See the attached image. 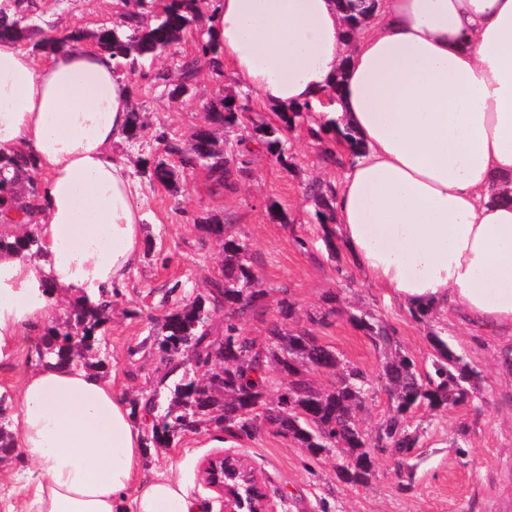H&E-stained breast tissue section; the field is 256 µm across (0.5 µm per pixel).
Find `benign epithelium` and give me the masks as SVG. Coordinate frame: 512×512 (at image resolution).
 <instances>
[{
    "instance_id": "benign-epithelium-1",
    "label": "benign epithelium",
    "mask_w": 512,
    "mask_h": 512,
    "mask_svg": "<svg viewBox=\"0 0 512 512\" xmlns=\"http://www.w3.org/2000/svg\"><path fill=\"white\" fill-rule=\"evenodd\" d=\"M235 456L218 454L203 466L204 484L224 499V512H271L257 475L249 476L234 464Z\"/></svg>"
}]
</instances>
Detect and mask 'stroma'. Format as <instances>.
I'll return each instance as SVG.
<instances>
[{
  "mask_svg": "<svg viewBox=\"0 0 512 512\" xmlns=\"http://www.w3.org/2000/svg\"><path fill=\"white\" fill-rule=\"evenodd\" d=\"M126 6L123 0H47L30 8L39 28L94 30L115 22ZM197 33L187 32L169 52L146 62L137 71L120 68L131 84L134 101L144 112L139 136L114 147L132 173L158 152L159 134L186 142L199 124L206 104L232 98L248 101L255 122L273 124L279 108L249 98L247 85L231 72L217 76L199 69L190 94L175 101L162 93L154 76L173 71L182 57L196 54ZM312 118L288 132L289 167H282L257 145L236 147L237 171L231 187L213 183L207 170L184 169L176 188L168 189L142 178L140 202L144 250L102 328L104 376L124 398L156 387L165 367L156 348H141L154 318L187 296L205 292L220 268V247L198 228L204 212L218 215L226 232L248 244L252 266L267 292L264 315L243 318L245 336L264 340L278 316V302H295L300 326L311 327L319 341L346 360L377 376L382 350L358 329L351 316L358 310L380 315L391 327L394 343L424 365L432 351L430 334L444 330L449 345L481 373L473 401L443 412L422 408L413 422L423 434L420 463L412 481L399 480L391 455L378 454L368 485L352 488L336 478V460H308L303 449L268 427L250 439H237L216 428H202L179 437L172 447L147 449L141 476L148 479L172 469L190 499L203 512H221L214 492L200 480L202 461L216 453L243 458L262 479L274 512H512V340L506 341L468 328L459 314H434L416 321L407 306L388 297L369 276L355 268L347 251L329 258L322 242L317 207L306 188L312 181L337 184L344 168L325 161L331 135L316 139ZM323 316L310 324L309 316ZM41 335L21 337L10 362L0 363V387H16L22 374L36 365ZM138 355H130L131 347ZM137 370L129 379L128 370ZM467 427L468 448L459 452L452 440Z\"/></svg>",
  "mask_w": 512,
  "mask_h": 512,
  "instance_id": "obj_1",
  "label": "stroma"
}]
</instances>
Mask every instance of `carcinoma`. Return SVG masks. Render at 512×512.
Returning a JSON list of instances; mask_svg holds the SVG:
<instances>
[{"label": "carcinoma", "instance_id": "cac0c4a2", "mask_svg": "<svg viewBox=\"0 0 512 512\" xmlns=\"http://www.w3.org/2000/svg\"><path fill=\"white\" fill-rule=\"evenodd\" d=\"M205 0H164L161 10L151 0L141 10L121 21L96 30L74 29L69 39L90 42L115 64L137 68L142 60L154 59L177 44L184 33L197 25ZM348 33L365 25L377 0H336ZM28 16L17 21L0 19V38H12L34 53L50 54L56 45L47 40L33 41ZM197 56L178 64L173 80L157 74V84L169 98L178 100L190 92L200 59H215L220 48L211 38L199 35ZM313 110L305 103L278 115L279 123L256 124L247 116L246 103L221 101L204 112L188 147L159 136L163 154L143 161L142 173L154 184L176 185L177 171L172 157L184 167L203 166L213 182L224 187L233 176V150L217 136L219 127L237 128L236 144L253 141L288 167L287 132ZM334 140L348 145L350 158L363 151V145L349 129L332 127ZM27 167L37 174L29 157L0 154V198L28 212L39 197L37 179H31L23 197L11 171ZM308 191L318 206L324 231L323 240L330 256L337 255L334 221L335 189L314 181ZM202 229L221 245V276L209 281L206 294H198L181 308L155 318L157 332L146 336L142 345L158 349L166 371L160 385L142 391L130 400L132 417L140 418L148 448H168L185 432L216 427L236 438L250 439L265 425L303 449L311 459L336 456V477L348 486H364L374 475L375 453L395 458L398 477H412L409 461L418 457L421 432L412 426L415 410H446L473 398L481 372L456 354L442 335L431 334L434 354L428 369L421 372L414 359L400 350H391L387 326L376 315L363 312L352 316L356 326L389 352L384 354L377 380L361 368L341 359L321 344L306 328H289L297 321L295 304L284 297L278 305L279 318L268 329L263 343L242 334L238 321L262 313L265 291L249 261L247 244L225 236L223 221L208 213L195 219ZM38 240L26 224L13 239L0 238V251L28 256ZM224 308V334L212 335V311ZM112 304L101 309L80 307L61 327L47 328L36 350L38 362L49 359L89 366V358L100 351L96 333L105 323ZM332 378L326 387H317L308 378L311 368ZM388 394L390 407L369 439L359 413L375 383Z\"/></svg>", "mask_w": 512, "mask_h": 512}]
</instances>
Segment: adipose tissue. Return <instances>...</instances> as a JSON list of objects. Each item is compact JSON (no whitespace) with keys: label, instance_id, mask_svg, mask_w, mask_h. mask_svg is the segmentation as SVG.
<instances>
[{"label":"adipose tissue","instance_id":"adipose-tissue-1","mask_svg":"<svg viewBox=\"0 0 512 512\" xmlns=\"http://www.w3.org/2000/svg\"><path fill=\"white\" fill-rule=\"evenodd\" d=\"M207 32L255 96L318 106L343 57L341 97L314 119L367 146L336 189L337 240L390 295L512 337V0H379L346 43L335 0H219ZM132 94L96 47L39 61L0 40V150L44 182L39 254L0 255V362L68 304L92 306L140 261L138 185L113 146ZM34 465L21 512H202L179 482L139 479L143 434L107 380L68 362L6 397Z\"/></svg>","mask_w":512,"mask_h":512}]
</instances>
